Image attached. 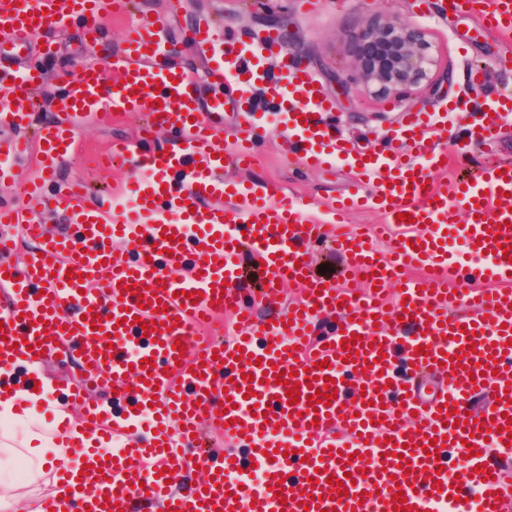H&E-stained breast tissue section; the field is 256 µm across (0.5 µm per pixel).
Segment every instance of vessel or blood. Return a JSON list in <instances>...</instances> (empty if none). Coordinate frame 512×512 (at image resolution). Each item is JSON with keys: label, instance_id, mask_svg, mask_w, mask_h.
Here are the masks:
<instances>
[{"label": "vessel or blood", "instance_id": "vessel-or-blood-1", "mask_svg": "<svg viewBox=\"0 0 512 512\" xmlns=\"http://www.w3.org/2000/svg\"><path fill=\"white\" fill-rule=\"evenodd\" d=\"M129 0H0V38L13 56L28 50L34 27L55 20L111 17ZM491 30L512 31V0H493L482 11ZM216 82L233 75L240 118L230 131L233 152L215 132L224 102L201 103L193 82L174 66L156 39L153 23L132 27L120 55L104 51L82 66L49 109L57 116L34 138L16 136L26 126L33 94L42 82L34 69L0 68V177L34 158L53 175L77 146V129L97 112H145L171 138L160 152L113 143L98 163L103 170H135L129 182L132 212L112 211L111 195L91 209L87 191L73 183L56 194L30 186L26 200L0 206V224L21 225L40 240L24 267L5 263L16 248L0 235V396L33 389L31 367L50 352L78 356L80 378L68 385L81 402L79 426L122 437L121 453L99 449L92 496L74 499L68 512H129L133 503L160 512H434L454 503L469 512H512V161H501L456 182L446 192L431 181L447 166L442 150L426 145L431 118L404 113L401 149L356 157L358 176L331 220H311L309 201L260 192L224 180L227 167L256 161V109L252 92L286 105L288 123L310 168L329 156L349 154L332 107L307 74L282 51L278 34L262 51L275 59L283 81H268L259 63L239 66L230 51H215L209 24L191 33ZM512 122V94L497 93L480 109L460 159L497 146ZM463 205L465 221L455 207ZM367 207L397 228L390 249L345 222ZM66 211L70 230L48 234L38 213ZM469 251L488 253L490 265L452 266L449 238ZM129 258L112 253L114 241ZM330 241L343 256L338 278L321 277L308 259L312 245ZM263 265L254 293L245 289L243 258ZM424 266V278L405 285L394 311L382 307L386 288L407 266ZM364 276L369 290L353 295L349 283ZM305 279L292 304L279 300L277 281ZM467 288L469 313L449 315L452 290ZM238 317L225 341V312ZM335 330L315 341L320 317ZM354 340L355 353L343 343ZM28 367L24 381L11 372ZM295 374L301 400L289 404L281 373ZM333 378L330 404L307 399ZM124 384L111 407L90 400V388ZM479 413H472L474 401ZM154 418L150 438H134L141 416ZM237 445L220 455L204 450L206 429ZM436 445L437 454L425 448ZM409 460L401 469V460ZM204 483L181 477L190 465ZM172 472L162 478V469Z\"/></svg>", "mask_w": 512, "mask_h": 512}]
</instances>
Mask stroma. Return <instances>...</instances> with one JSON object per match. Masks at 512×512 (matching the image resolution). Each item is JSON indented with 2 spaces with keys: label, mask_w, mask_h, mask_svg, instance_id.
Segmentation results:
<instances>
[{
  "label": "stroma",
  "mask_w": 512,
  "mask_h": 512,
  "mask_svg": "<svg viewBox=\"0 0 512 512\" xmlns=\"http://www.w3.org/2000/svg\"><path fill=\"white\" fill-rule=\"evenodd\" d=\"M168 0H132L128 18L101 21L96 38H89L83 23L70 21L53 29L49 37L54 49L46 56L32 51L27 64L38 67L47 76L36 91V108L26 135H34L36 126L51 123L47 102L58 95L63 77L80 66L97 62L102 48L119 52L126 23L155 20L158 37L173 45V64L196 74L201 63L190 49L188 36L202 20L213 24L216 48H223L225 35L239 38V57L257 54L265 33L277 32L292 57L304 66L321 86L334 107L336 128L343 140L357 151H380L398 143L402 108L434 112L435 119L427 135L432 148L450 147L452 140L465 139L473 114L452 112L449 100L477 102L468 73L481 67L487 71L490 85L512 92V75L498 71L494 62L499 54L512 53V33L487 30L479 14L465 10L443 9L441 0H429L425 9H417L416 0H312L309 9H301L296 0H182L177 16H169ZM375 12L387 13L427 29L435 46L437 62L430 82L404 92L402 97H383L366 91L353 64L350 39ZM255 105L266 121L265 135L259 140L255 166L247 172L227 170L228 180H249L254 187L283 188L318 202L313 215L323 220L327 207L343 194L355 176L349 162L336 159L321 170L304 169L296 156L286 150L292 132L285 113L277 111L263 92H256ZM148 122L146 113H101L84 122L79 131V152L61 163L53 177L42 180L43 190L52 194L72 178L89 185L90 196H97L103 186L121 194L129 183L130 172H115L101 180L92 161L93 153L113 139L136 138Z\"/></svg>",
  "instance_id": "35a3bbf8"
}]
</instances>
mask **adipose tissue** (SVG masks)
<instances>
[{
	"label": "adipose tissue",
	"instance_id": "obj_1",
	"mask_svg": "<svg viewBox=\"0 0 512 512\" xmlns=\"http://www.w3.org/2000/svg\"><path fill=\"white\" fill-rule=\"evenodd\" d=\"M22 437L23 450H7L0 458V512H8L10 504L6 492L25 487L36 478L53 470L64 473L65 482L59 483L57 492L64 500H72L74 489L90 492L89 482L79 479L80 462L71 459L67 448L51 435L32 430L15 399H0V437L10 440Z\"/></svg>",
	"mask_w": 512,
	"mask_h": 512
}]
</instances>
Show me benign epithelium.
Wrapping results in <instances>:
<instances>
[{"label":"benign epithelium","instance_id":"obj_1","mask_svg":"<svg viewBox=\"0 0 512 512\" xmlns=\"http://www.w3.org/2000/svg\"><path fill=\"white\" fill-rule=\"evenodd\" d=\"M351 53L363 87L385 96L428 82L435 65L427 30L386 13L362 25Z\"/></svg>","mask_w":512,"mask_h":512}]
</instances>
